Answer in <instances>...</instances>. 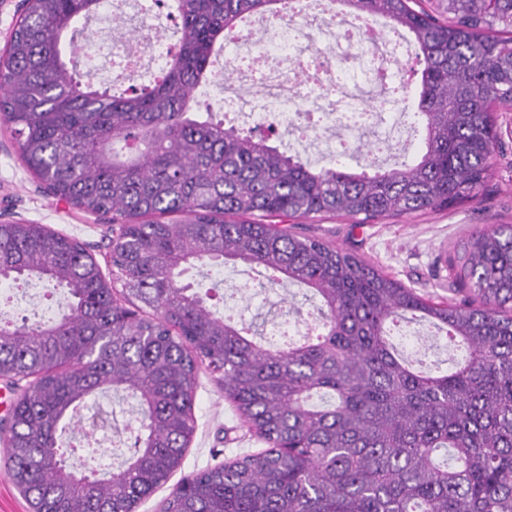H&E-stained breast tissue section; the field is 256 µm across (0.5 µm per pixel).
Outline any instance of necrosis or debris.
I'll list each match as a JSON object with an SVG mask.
<instances>
[{"instance_id": "obj_1", "label": "necrosis or debris", "mask_w": 512, "mask_h": 512, "mask_svg": "<svg viewBox=\"0 0 512 512\" xmlns=\"http://www.w3.org/2000/svg\"><path fill=\"white\" fill-rule=\"evenodd\" d=\"M224 47L246 55V66L235 76L256 91L245 98L225 90L219 106L245 115L252 126L277 119L290 127L296 143L316 144L326 157L348 154L365 134L380 146L400 132V123L383 126L378 119L402 111L408 76L400 62L408 43L388 39L379 23L360 29L351 20L340 33L326 24L313 35L291 17L258 48H250L239 30L225 36ZM377 81L392 85V93L368 94Z\"/></svg>"}]
</instances>
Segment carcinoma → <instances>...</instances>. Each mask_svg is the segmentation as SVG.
I'll use <instances>...</instances> for the list:
<instances>
[{
  "mask_svg": "<svg viewBox=\"0 0 512 512\" xmlns=\"http://www.w3.org/2000/svg\"><path fill=\"white\" fill-rule=\"evenodd\" d=\"M172 2L178 47L140 89L81 81L74 23L96 17L101 0H26L0 64V123L29 171L118 225L109 283L78 239L0 224V281L69 295L58 320L0 318V379L32 378L8 420L7 457L30 512H136L182 465L202 367L266 448L197 472L159 512H512V224L468 237L459 302L282 227L476 199L491 177L496 112L512 106V0H448L446 20L414 0H331L336 16L407 32L421 66V154L372 174L316 169L194 111L225 34L251 17L276 23L288 0ZM204 261L307 287L319 333L282 349L258 341L180 282ZM413 320L463 351L452 370H417L393 344L391 328ZM99 392L137 401L130 454L112 474L77 471L60 451ZM316 393L331 401L311 404Z\"/></svg>",
  "mask_w": 512,
  "mask_h": 512,
  "instance_id": "1",
  "label": "carcinoma"
}]
</instances>
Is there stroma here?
Segmentation results:
<instances>
[{"label":"stroma","mask_w":512,"mask_h":512,"mask_svg":"<svg viewBox=\"0 0 512 512\" xmlns=\"http://www.w3.org/2000/svg\"><path fill=\"white\" fill-rule=\"evenodd\" d=\"M405 110L410 126L405 142L379 158L357 153L341 159L320 157L306 148L302 157L312 166L361 169L369 164L387 168L413 162L422 147V127L416 114L417 93L409 91ZM499 141L494 153V173L477 199L466 200L444 211L393 216L366 224H355L342 217L305 221L294 225V232L316 236L330 244L351 250L372 266L396 278L406 287L437 301L460 300L464 293L446 267L459 264L463 245L474 229L490 224H512V110L498 117ZM0 219L44 224L85 243L99 265L108 262L109 243L113 237L108 218L97 217L58 202L23 164L17 141L10 130L0 125ZM183 282L200 290L215 289L212 304L235 320L261 324L265 336L275 344L299 340L314 325L317 299L301 285L261 289L256 273L237 266H196L182 276ZM293 296L295 312L280 315L281 297ZM66 291L45 297L42 286L32 282L25 293L14 290L12 283H0V314L51 318L52 311L66 305ZM403 336L393 342L412 360L423 361L425 368L445 371L460 359L459 351L450 349L435 329L425 322L403 324ZM194 414L196 431L181 467L167 486L159 488L143 501L138 512H158V503L172 485L181 483L207 467L244 454L261 450L262 444L241 424L224 391L208 371H200L196 380ZM135 416L125 402L102 397L89 402L82 412L84 430L106 440L111 451L99 454L97 448H81L73 454L77 464L102 470L116 466V452L125 451L131 442L127 425Z\"/></svg>","instance_id":"obj_1"}]
</instances>
